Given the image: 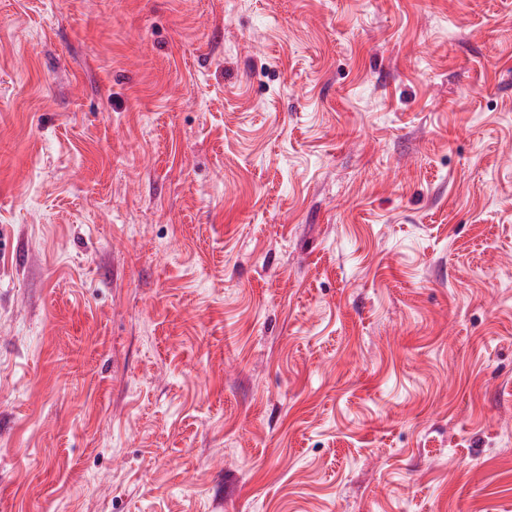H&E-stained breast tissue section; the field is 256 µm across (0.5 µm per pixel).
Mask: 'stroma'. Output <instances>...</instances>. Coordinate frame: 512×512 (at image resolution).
Instances as JSON below:
<instances>
[{"mask_svg":"<svg viewBox=\"0 0 512 512\" xmlns=\"http://www.w3.org/2000/svg\"><path fill=\"white\" fill-rule=\"evenodd\" d=\"M0 512H512V0H0Z\"/></svg>","mask_w":512,"mask_h":512,"instance_id":"obj_1","label":"stroma"}]
</instances>
